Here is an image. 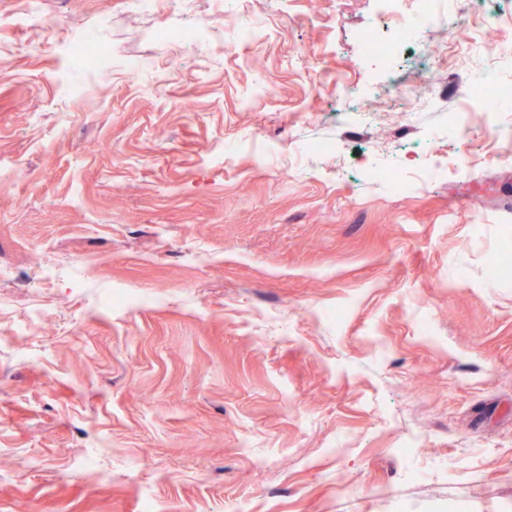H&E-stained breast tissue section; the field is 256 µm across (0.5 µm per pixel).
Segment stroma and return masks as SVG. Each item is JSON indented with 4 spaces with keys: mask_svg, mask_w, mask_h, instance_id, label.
Instances as JSON below:
<instances>
[{
    "mask_svg": "<svg viewBox=\"0 0 512 512\" xmlns=\"http://www.w3.org/2000/svg\"><path fill=\"white\" fill-rule=\"evenodd\" d=\"M104 10L90 75L62 36ZM219 12L206 65L159 36ZM399 13L257 0L247 41L232 0H0V512H512V164L448 131L512 58L390 110L431 66L362 62Z\"/></svg>",
    "mask_w": 512,
    "mask_h": 512,
    "instance_id": "stroma-1",
    "label": "stroma"
}]
</instances>
